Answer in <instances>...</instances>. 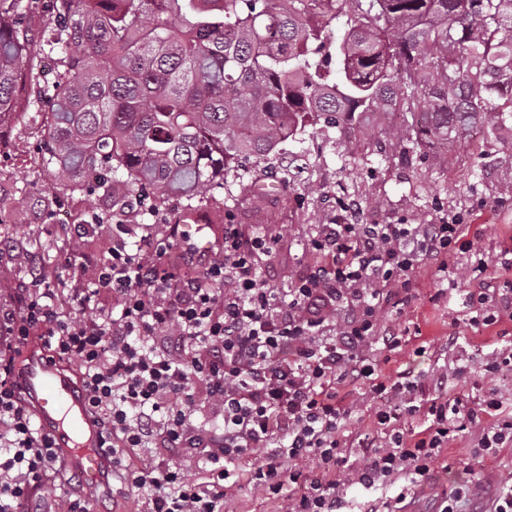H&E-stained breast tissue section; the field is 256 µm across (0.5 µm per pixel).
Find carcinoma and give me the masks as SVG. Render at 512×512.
<instances>
[{"instance_id": "carcinoma-1", "label": "carcinoma", "mask_w": 512, "mask_h": 512, "mask_svg": "<svg viewBox=\"0 0 512 512\" xmlns=\"http://www.w3.org/2000/svg\"><path fill=\"white\" fill-rule=\"evenodd\" d=\"M35 38L24 0H0V130L21 123L41 84L43 167L33 205L95 195L90 224L179 197L181 223L224 211V179L320 123L444 147L475 125L512 132V0H49ZM345 22L335 26L336 19ZM107 167L91 186L84 172Z\"/></svg>"}]
</instances>
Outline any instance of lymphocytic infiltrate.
Returning a JSON list of instances; mask_svg holds the SVG:
<instances>
[{
	"instance_id": "obj_1",
	"label": "lymphocytic infiltrate",
	"mask_w": 512,
	"mask_h": 512,
	"mask_svg": "<svg viewBox=\"0 0 512 512\" xmlns=\"http://www.w3.org/2000/svg\"><path fill=\"white\" fill-rule=\"evenodd\" d=\"M311 246L314 262L283 296L263 275L267 239L241 225H225L212 254L174 228L141 236L134 248L114 239L106 257L74 272L68 312L35 270L18 305L0 309V351H18L36 336L78 367L112 476L136 489L142 512H225L244 479L277 495L280 512H339L351 488L399 474L424 483L461 431H475L480 455L512 443V416L501 414V402L485 399L499 417L482 426L475 410L449 398L445 373L434 381L425 429L394 427L388 404L418 382H386L363 354L373 344L386 354L402 349L378 305L395 288L409 289L419 266L444 273L459 251L473 249L459 219L360 224L343 209ZM175 249L185 273L164 261ZM487 269L481 260L471 271L470 322H511L512 287H493ZM363 384L387 405L374 414L382 438L370 462L354 468L341 435L352 413L344 390ZM132 448L155 449L159 463L130 468ZM196 448L213 468L209 480L187 460ZM60 465L9 365L0 366V512H23L32 484ZM464 496L512 512V485L492 490L478 481L438 493L437 512H458Z\"/></svg>"
}]
</instances>
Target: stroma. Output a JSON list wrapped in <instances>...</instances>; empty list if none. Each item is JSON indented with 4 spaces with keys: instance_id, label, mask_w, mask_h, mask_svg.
I'll list each match as a JSON object with an SVG mask.
<instances>
[{
    "instance_id": "35a3bbf8",
    "label": "stroma",
    "mask_w": 512,
    "mask_h": 512,
    "mask_svg": "<svg viewBox=\"0 0 512 512\" xmlns=\"http://www.w3.org/2000/svg\"><path fill=\"white\" fill-rule=\"evenodd\" d=\"M37 137L33 122L8 135L13 156L0 161V190L48 185L34 152ZM381 141L376 130L341 132L322 124L284 143L280 153L267 162L248 167L244 177L228 174L227 187L233 198L224 221L262 233L270 241V287L287 292L309 267L313 261L310 241L319 225L335 222L331 200L342 191L360 201L367 224H427L449 213L461 214L491 275L502 282L512 281V266L502 252L504 243L512 241V140L488 137L478 151L467 144L450 147L449 161L442 165L434 160L435 144L423 143L409 153L395 146L383 153ZM243 180L273 182L277 188L261 196L246 193L239 187ZM170 222L165 212L146 225L140 224L135 213H119L110 223L91 228L74 250L65 246L52 217L31 216L23 224H0V242L5 245L0 251V305L20 296L21 283L30 281L28 255L51 258L57 274L65 277L69 274L66 260L105 255L118 234L131 244L148 233L163 236ZM470 268L467 254L459 255L446 274L423 267L415 274L411 298L383 308V320L395 325L406 343L390 362L380 363L379 369L392 379L407 370L424 380L422 391L416 394L417 403L422 404L434 395L430 376L455 368L460 378L453 395L475 408L494 391L504 411L512 412V370L491 378L474 371L475 363L512 344V323L488 328L468 324L465 289ZM457 332L462 333V340L450 345L449 335ZM351 400L354 408L343 432L349 443V461L356 465L362 461L357 441L371 431L373 400L364 385L353 392ZM473 446V435L460 433L435 464L428 485L412 487L405 479L395 478L376 490L357 487L347 496L345 512H365L372 499L380 512H395L401 494L409 500L408 512H428L434 491L451 492L472 479L492 486L512 483V445L493 457L474 456ZM81 488L77 475L65 466L33 485L31 499L40 512H57L61 492Z\"/></svg>"
}]
</instances>
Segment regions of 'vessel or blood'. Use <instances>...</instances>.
Returning <instances> with one entry per match:
<instances>
[{
	"instance_id": "obj_1",
	"label": "vessel or blood",
	"mask_w": 512,
	"mask_h": 512,
	"mask_svg": "<svg viewBox=\"0 0 512 512\" xmlns=\"http://www.w3.org/2000/svg\"><path fill=\"white\" fill-rule=\"evenodd\" d=\"M14 380L42 430L85 486L98 488L106 461L101 441L77 382L66 365L51 360L39 339H32L14 363Z\"/></svg>"
}]
</instances>
